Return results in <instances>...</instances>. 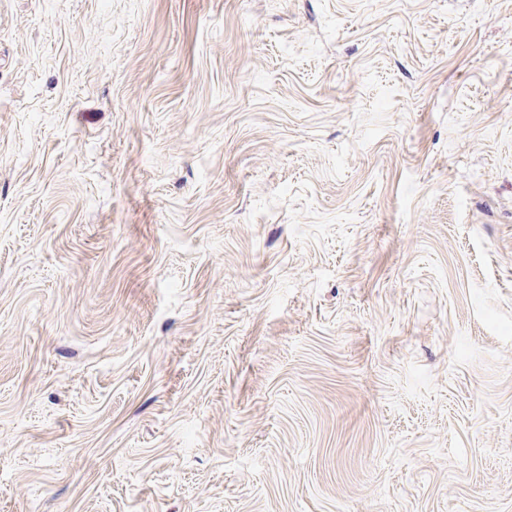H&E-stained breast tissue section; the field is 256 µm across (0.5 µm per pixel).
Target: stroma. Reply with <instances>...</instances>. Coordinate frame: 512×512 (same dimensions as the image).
I'll return each mask as SVG.
<instances>
[{"instance_id":"obj_1","label":"stroma","mask_w":512,"mask_h":512,"mask_svg":"<svg viewBox=\"0 0 512 512\" xmlns=\"http://www.w3.org/2000/svg\"><path fill=\"white\" fill-rule=\"evenodd\" d=\"M0 512H512V0H0Z\"/></svg>"}]
</instances>
